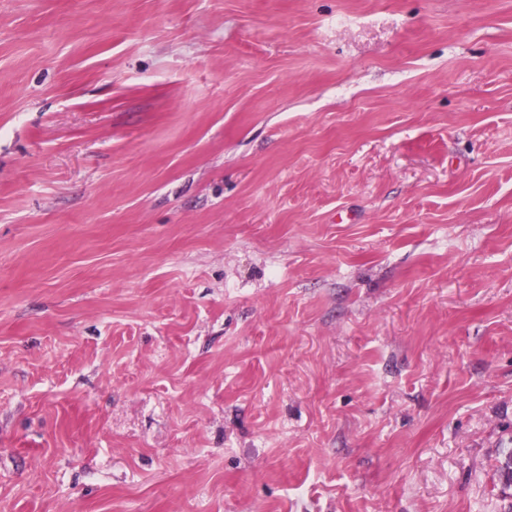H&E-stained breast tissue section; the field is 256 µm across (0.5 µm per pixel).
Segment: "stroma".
<instances>
[{"instance_id":"obj_1","label":"stroma","mask_w":512,"mask_h":512,"mask_svg":"<svg viewBox=\"0 0 512 512\" xmlns=\"http://www.w3.org/2000/svg\"><path fill=\"white\" fill-rule=\"evenodd\" d=\"M512 0H0V512H512Z\"/></svg>"}]
</instances>
